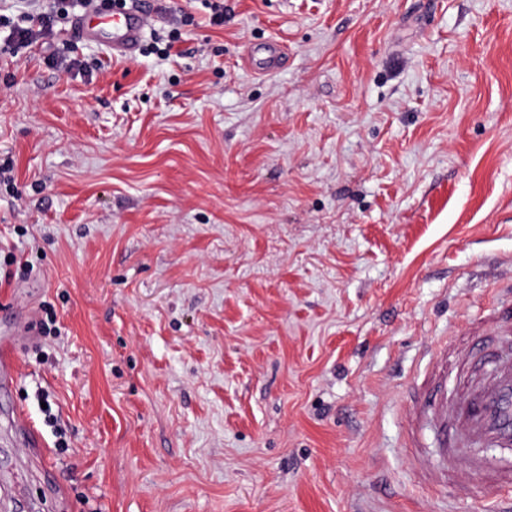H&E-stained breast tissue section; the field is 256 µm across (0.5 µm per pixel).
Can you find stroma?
I'll list each match as a JSON object with an SVG mask.
<instances>
[{
  "label": "stroma",
  "mask_w": 512,
  "mask_h": 512,
  "mask_svg": "<svg viewBox=\"0 0 512 512\" xmlns=\"http://www.w3.org/2000/svg\"><path fill=\"white\" fill-rule=\"evenodd\" d=\"M147 8L130 59L0 37V300L57 329L0 472L35 512H498L418 481L406 393L512 271V0Z\"/></svg>",
  "instance_id": "1"
}]
</instances>
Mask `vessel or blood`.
I'll list each match as a JSON object with an SVG mask.
<instances>
[{
    "instance_id": "b4317fda",
    "label": "vessel or blood",
    "mask_w": 512,
    "mask_h": 512,
    "mask_svg": "<svg viewBox=\"0 0 512 512\" xmlns=\"http://www.w3.org/2000/svg\"><path fill=\"white\" fill-rule=\"evenodd\" d=\"M150 20V12L134 0L131 7L109 14L95 10L78 14L71 33L112 55L131 58ZM499 296L485 320L469 327L468 348L445 340L437 344L411 393V426H431L440 437L441 464L436 469L418 439L410 441L411 464L425 484L446 485L462 462L478 481L498 479V469L480 450L487 446L512 450V279L501 284ZM15 370L14 333L5 330L0 332V380H12ZM452 375L458 381L453 394L447 389Z\"/></svg>"
}]
</instances>
